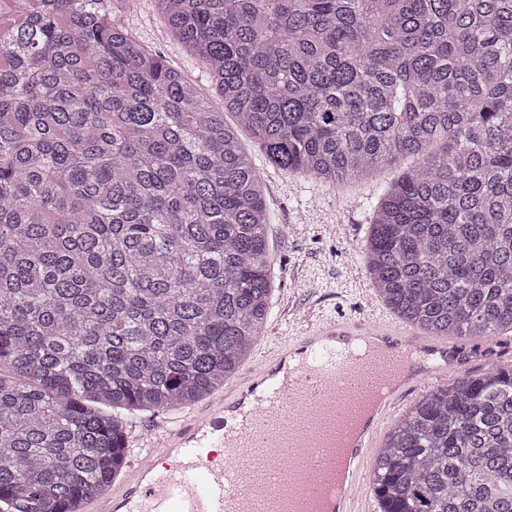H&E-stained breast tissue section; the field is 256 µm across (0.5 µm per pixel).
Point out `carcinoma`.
<instances>
[{"label":"carcinoma","mask_w":512,"mask_h":512,"mask_svg":"<svg viewBox=\"0 0 512 512\" xmlns=\"http://www.w3.org/2000/svg\"><path fill=\"white\" fill-rule=\"evenodd\" d=\"M130 0H0V502L80 512L139 412L224 387L273 284L261 171L420 162L372 210L374 288L433 336L512 333V0H158L212 108L115 22ZM231 112L237 127L224 122ZM380 512H512V362L417 401Z\"/></svg>","instance_id":"carcinoma-1"}]
</instances>
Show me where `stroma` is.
<instances>
[{
    "instance_id": "35a3bbf8",
    "label": "stroma",
    "mask_w": 512,
    "mask_h": 512,
    "mask_svg": "<svg viewBox=\"0 0 512 512\" xmlns=\"http://www.w3.org/2000/svg\"><path fill=\"white\" fill-rule=\"evenodd\" d=\"M116 20L143 47L177 69L216 109L223 110L224 101L204 64L171 35L155 0H137L134 10L118 13ZM414 164L408 158L366 180L336 185L264 167L273 289L265 328L244 367L256 366L277 343L298 335L320 317L381 318L406 331V324L373 288L363 248L371 204ZM446 343L471 355L467 369L449 367L452 378L464 371L482 373L493 361H512V333L464 342L450 337Z\"/></svg>"
}]
</instances>
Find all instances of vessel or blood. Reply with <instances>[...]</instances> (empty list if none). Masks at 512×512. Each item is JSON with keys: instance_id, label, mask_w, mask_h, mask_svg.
<instances>
[{"instance_id": "b4317fda", "label": "vessel or blood", "mask_w": 512, "mask_h": 512, "mask_svg": "<svg viewBox=\"0 0 512 512\" xmlns=\"http://www.w3.org/2000/svg\"><path fill=\"white\" fill-rule=\"evenodd\" d=\"M462 362L457 351L379 320L319 321L240 386L165 427L149 460L130 465L92 512H321L320 484L338 471L335 512H365L358 490L383 413L375 411L341 456L337 426L374 382L393 378L394 399L419 377ZM242 483L263 490V502L239 492Z\"/></svg>"}]
</instances>
